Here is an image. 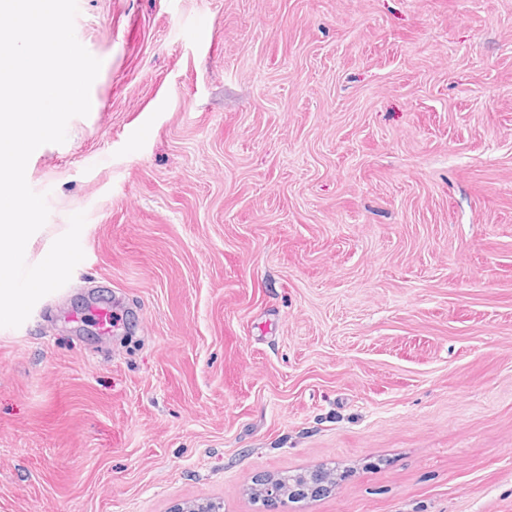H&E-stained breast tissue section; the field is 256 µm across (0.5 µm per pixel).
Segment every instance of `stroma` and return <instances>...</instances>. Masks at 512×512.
Returning a JSON list of instances; mask_svg holds the SVG:
<instances>
[{"label": "stroma", "mask_w": 512, "mask_h": 512, "mask_svg": "<svg viewBox=\"0 0 512 512\" xmlns=\"http://www.w3.org/2000/svg\"><path fill=\"white\" fill-rule=\"evenodd\" d=\"M77 4L25 259L76 212L84 259L0 328V512H512V0ZM311 473H297L294 475L285 474L273 479L279 485L284 498L299 499L305 497L302 490L306 487L309 474Z\"/></svg>", "instance_id": "35a3bbf8"}]
</instances>
